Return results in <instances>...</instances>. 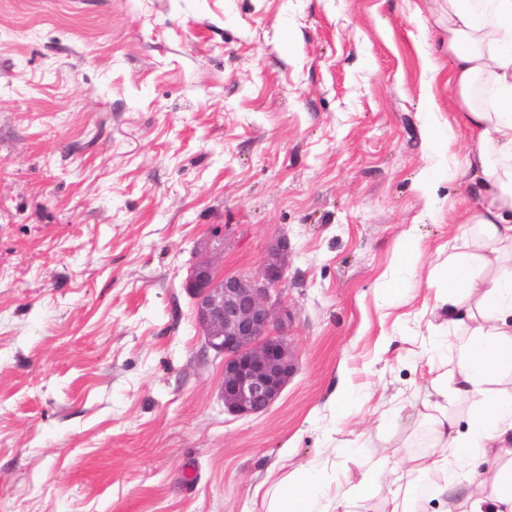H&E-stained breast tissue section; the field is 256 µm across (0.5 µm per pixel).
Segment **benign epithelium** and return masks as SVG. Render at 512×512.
<instances>
[{
	"label": "benign epithelium",
	"instance_id": "1",
	"mask_svg": "<svg viewBox=\"0 0 512 512\" xmlns=\"http://www.w3.org/2000/svg\"><path fill=\"white\" fill-rule=\"evenodd\" d=\"M286 274L285 246L267 254L256 278L219 277L209 258L190 270L186 288L206 346L224 356V408L236 415L267 412L296 371L284 325L288 310L277 308L273 292Z\"/></svg>",
	"mask_w": 512,
	"mask_h": 512
}]
</instances>
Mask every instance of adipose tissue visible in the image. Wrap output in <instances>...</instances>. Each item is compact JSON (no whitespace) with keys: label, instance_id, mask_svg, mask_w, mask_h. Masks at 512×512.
Wrapping results in <instances>:
<instances>
[{"label":"adipose tissue","instance_id":"1","mask_svg":"<svg viewBox=\"0 0 512 512\" xmlns=\"http://www.w3.org/2000/svg\"><path fill=\"white\" fill-rule=\"evenodd\" d=\"M448 14V88L455 95L476 145L462 162L449 163V178L465 174L485 186L481 210L462 221L478 236L450 241L436 276L448 290V323L468 330L465 356L453 383L436 382L428 401L438 450L385 461L391 484L404 471L441 477L438 495L452 507L454 465H486L490 492L466 498L467 512H512V393L497 389L512 378V0H445ZM478 298L477 306L466 296ZM473 399L466 421L448 417L449 391ZM264 512H317L325 483L311 466L261 487Z\"/></svg>","mask_w":512,"mask_h":512}]
</instances>
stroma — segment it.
Here are the masks:
<instances>
[{
	"instance_id": "obj_1",
	"label": "stroma",
	"mask_w": 512,
	"mask_h": 512,
	"mask_svg": "<svg viewBox=\"0 0 512 512\" xmlns=\"http://www.w3.org/2000/svg\"><path fill=\"white\" fill-rule=\"evenodd\" d=\"M448 66L443 0H0V512H262L297 466L340 496L429 453L467 339L433 269L485 196L440 174ZM216 224L221 274L287 245L260 416L185 288Z\"/></svg>"
}]
</instances>
